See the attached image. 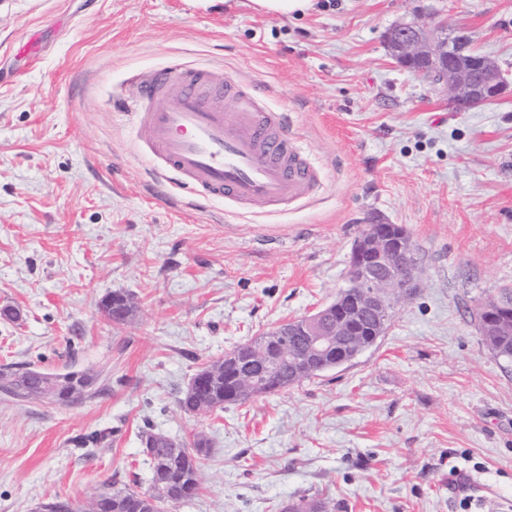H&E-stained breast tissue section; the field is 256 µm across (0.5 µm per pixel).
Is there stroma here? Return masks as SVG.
<instances>
[{
	"mask_svg": "<svg viewBox=\"0 0 512 512\" xmlns=\"http://www.w3.org/2000/svg\"><path fill=\"white\" fill-rule=\"evenodd\" d=\"M433 12L507 92L466 112L397 67L384 32ZM261 85L321 174L251 214L157 182L112 99L171 61ZM403 225L422 285L353 361L202 416L198 369L332 302L371 214ZM512 289V0H0V367L82 370L75 402L0 393V512L148 490L147 432L201 433V487L171 512H512V367L476 313ZM128 294L113 324L100 304ZM93 432L104 438L82 444ZM314 0H251L254 8L268 15H303L313 8ZM101 309L104 315L117 325L127 322L135 312L134 303L129 295L121 291L109 293L101 301Z\"/></svg>",
	"mask_w": 512,
	"mask_h": 512,
	"instance_id": "stroma-1",
	"label": "stroma"
}]
</instances>
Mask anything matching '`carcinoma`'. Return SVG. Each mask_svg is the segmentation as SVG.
Returning <instances> with one entry per match:
<instances>
[{"label":"carcinoma","instance_id":"obj_1","mask_svg":"<svg viewBox=\"0 0 512 512\" xmlns=\"http://www.w3.org/2000/svg\"><path fill=\"white\" fill-rule=\"evenodd\" d=\"M104 315L112 323L121 325L135 312L129 295L114 291L101 301ZM485 344L493 354L505 363L512 362V320L509 319L492 330L480 329ZM335 363L331 357L290 368L275 378L260 367L261 361L243 362V346L224 354V357L202 367L198 374L204 384L195 392L184 391L178 398V406L186 414L201 415L205 412L224 410L228 406L243 405L263 395L279 393L306 379L329 370ZM92 383L89 374L82 371L49 373L37 367L7 365L0 370V392L16 400H43L45 392L52 390L53 402L60 405L72 403L73 391H82ZM164 442L143 448L152 470L153 491L141 492L131 487L109 489L99 494L103 498L104 512H156L165 505L167 496L180 495L189 500L200 489L199 461L210 448L203 434L195 435L193 442L185 444L177 460L163 465Z\"/></svg>","mask_w":512,"mask_h":512}]
</instances>
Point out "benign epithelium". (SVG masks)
I'll return each mask as SVG.
<instances>
[{
    "label": "benign epithelium",
    "instance_id": "1",
    "mask_svg": "<svg viewBox=\"0 0 512 512\" xmlns=\"http://www.w3.org/2000/svg\"><path fill=\"white\" fill-rule=\"evenodd\" d=\"M454 40L444 20L398 22L384 33L394 63L405 70L425 65L427 81L454 107L466 110L478 94L487 99L503 95L506 81L496 61L479 53L463 61ZM420 274L418 253L405 228L373 214L352 244L346 283L336 299L313 314L274 325L246 347L258 343L265 352L273 334L302 336L306 358L334 351L336 366H342L365 350L353 342L361 327L369 325L372 335H383L400 302L416 295Z\"/></svg>",
    "mask_w": 512,
    "mask_h": 512
}]
</instances>
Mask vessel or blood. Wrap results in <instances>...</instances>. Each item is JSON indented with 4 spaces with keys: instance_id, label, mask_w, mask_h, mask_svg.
Masks as SVG:
<instances>
[{
    "instance_id": "1",
    "label": "vessel or blood",
    "mask_w": 512,
    "mask_h": 512,
    "mask_svg": "<svg viewBox=\"0 0 512 512\" xmlns=\"http://www.w3.org/2000/svg\"><path fill=\"white\" fill-rule=\"evenodd\" d=\"M211 74L172 62L149 81L128 80L115 102L130 117L160 177L205 200L256 213L281 212L309 199L318 170L290 137L282 113L254 87L226 84L237 109L224 111L210 94ZM178 91L164 105L162 89Z\"/></svg>"
}]
</instances>
